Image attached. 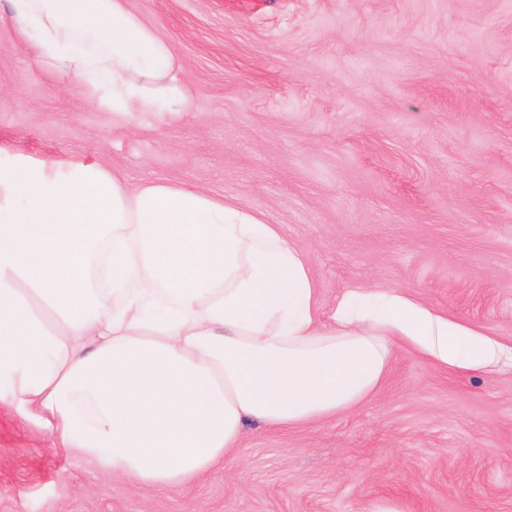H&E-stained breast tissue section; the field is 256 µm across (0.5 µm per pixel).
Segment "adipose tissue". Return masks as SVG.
I'll use <instances>...</instances> for the list:
<instances>
[{
	"label": "adipose tissue",
	"mask_w": 512,
	"mask_h": 512,
	"mask_svg": "<svg viewBox=\"0 0 512 512\" xmlns=\"http://www.w3.org/2000/svg\"><path fill=\"white\" fill-rule=\"evenodd\" d=\"M6 17L98 110H187L169 46L127 0H7ZM401 344L476 378L512 368V346L402 290L346 289L322 317L279 225L194 187L0 157V407L34 411L102 472L182 486L248 424L357 406Z\"/></svg>",
	"instance_id": "adipose-tissue-1"
}]
</instances>
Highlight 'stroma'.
I'll use <instances>...</instances> for the list:
<instances>
[{
	"mask_svg": "<svg viewBox=\"0 0 512 512\" xmlns=\"http://www.w3.org/2000/svg\"><path fill=\"white\" fill-rule=\"evenodd\" d=\"M190 94L119 122L0 22V143L191 185L281 225L323 311L396 288L512 340V0H127ZM512 512V370L396 348L377 391L249 426L177 488L115 479L0 410V512Z\"/></svg>",
	"mask_w": 512,
	"mask_h": 512,
	"instance_id": "stroma-1",
	"label": "stroma"
}]
</instances>
